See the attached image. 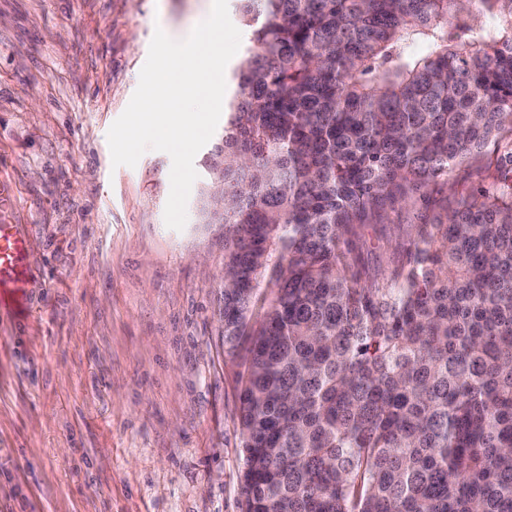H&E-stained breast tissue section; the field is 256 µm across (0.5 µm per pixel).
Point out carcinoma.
Wrapping results in <instances>:
<instances>
[{"label":"carcinoma","mask_w":512,"mask_h":512,"mask_svg":"<svg viewBox=\"0 0 512 512\" xmlns=\"http://www.w3.org/2000/svg\"><path fill=\"white\" fill-rule=\"evenodd\" d=\"M235 2L202 213L224 345L251 338L241 512H512V0ZM403 208L401 263L360 265L364 226ZM496 156L488 153L483 157L472 160L469 164L456 168L448 176V199L452 198V191L450 190L451 184L456 183L457 187L461 189L463 186L477 183L482 178L486 167L490 162H495Z\"/></svg>","instance_id":"obj_1"}]
</instances>
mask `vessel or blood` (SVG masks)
Wrapping results in <instances>:
<instances>
[{
  "label": "vessel or blood",
  "instance_id": "obj_1",
  "mask_svg": "<svg viewBox=\"0 0 512 512\" xmlns=\"http://www.w3.org/2000/svg\"><path fill=\"white\" fill-rule=\"evenodd\" d=\"M27 239L18 225L0 222V308L21 304L29 284Z\"/></svg>",
  "mask_w": 512,
  "mask_h": 512
}]
</instances>
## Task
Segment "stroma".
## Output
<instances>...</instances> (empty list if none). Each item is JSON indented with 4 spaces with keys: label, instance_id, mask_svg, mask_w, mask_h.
Returning a JSON list of instances; mask_svg holds the SVG:
<instances>
[{
    "label": "stroma",
    "instance_id": "35a3bbf8",
    "mask_svg": "<svg viewBox=\"0 0 512 512\" xmlns=\"http://www.w3.org/2000/svg\"><path fill=\"white\" fill-rule=\"evenodd\" d=\"M208 0H0V181L28 240L23 315L0 311V512H240L248 340L224 345V227L164 222L171 158L113 167L107 132L157 21ZM412 215L364 228L393 266Z\"/></svg>",
    "mask_w": 512,
    "mask_h": 512
}]
</instances>
